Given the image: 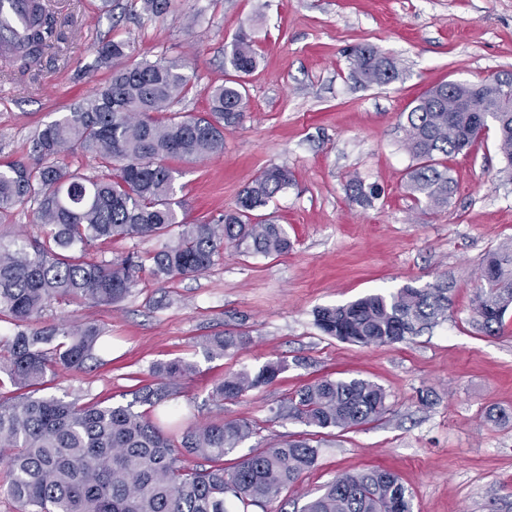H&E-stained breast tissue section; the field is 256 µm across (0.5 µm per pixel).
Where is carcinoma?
<instances>
[{
	"label": "carcinoma",
	"mask_w": 512,
	"mask_h": 512,
	"mask_svg": "<svg viewBox=\"0 0 512 512\" xmlns=\"http://www.w3.org/2000/svg\"><path fill=\"white\" fill-rule=\"evenodd\" d=\"M28 21L11 41L0 43V57L21 73L35 70L44 50L59 39L58 20L43 0H27ZM129 42H101L95 66L128 57ZM352 73L365 84L386 85L398 78L395 62L370 46L348 55ZM255 41L245 31L231 45L228 62L241 74L258 65ZM187 65L176 58L142 59L112 70L109 82L63 117L30 137L29 159L0 169V215L32 207L33 223L44 237L30 243H0V316L16 331L0 339V374L21 394L0 399V455L9 481L5 490L21 512H230L228 501L267 512L283 489L296 483L317 461L308 438L285 439L252 448L231 469L224 457L250 438L253 425L238 418L166 431L133 404L155 408L176 393L175 382L190 376L184 361L153 368L157 382L134 392L126 406L80 404L34 397L26 390L44 382L52 366L80 370L103 337L94 323L34 327L54 301L80 300L115 305L136 283L139 256L110 260L89 257L107 239L159 238L180 228L176 239L151 256L152 275L161 282L198 275L224 254V245L255 253L281 254L290 248L282 225L252 212L266 206L292 182L284 166L265 168L240 193L234 210L205 224L177 220L173 170L168 160L197 161L224 152V131L245 119L244 85L229 80L208 92V111H175L191 87ZM483 112H455L472 96L461 83H439L411 103L401 124L412 157L407 184L431 210L448 206L451 181L447 160L470 147L488 124L498 148L512 166V86L479 82ZM89 154L101 168L87 176L64 158ZM352 197L370 202L376 187L350 183ZM473 300L477 325L493 335L512 308V248L490 251ZM451 285H408L397 292L371 294L317 314V326L337 339L362 346L394 344L419 335L445 317ZM246 342L227 331L203 340L209 356L222 357ZM283 359L256 371L241 370L215 384L212 398L236 401L273 383L286 369ZM390 408L378 384L360 379L320 377L298 390L278 416L319 429H350L381 420ZM199 460L187 470L183 459ZM301 512H412L411 495L398 476L385 469L343 474Z\"/></svg>",
	"instance_id": "carcinoma-1"
}]
</instances>
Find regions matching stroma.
Masks as SVG:
<instances>
[{
  "label": "stroma",
  "mask_w": 512,
  "mask_h": 512,
  "mask_svg": "<svg viewBox=\"0 0 512 512\" xmlns=\"http://www.w3.org/2000/svg\"><path fill=\"white\" fill-rule=\"evenodd\" d=\"M66 37L48 49L35 76L18 79L0 62V164L28 157L36 128L59 118L110 72L95 68L101 41L129 42L133 59L178 57L192 77L179 105L208 108L209 88L232 73L226 60L240 29L261 55L246 75V117L224 134L223 154L172 162L179 218L207 222L233 209L260 172L293 173L268 209L291 247L282 255L225 248L203 274L166 283L142 270L118 304L52 302L40 322L105 329L96 359L79 371L47 374L42 396L104 406L127 404L154 383V365L184 360L170 405L190 422L241 418L254 434L224 462L307 426L275 412L321 376L361 378L387 393L375 423L317 436L318 458L284 489L271 512H300L337 476L393 471L412 496V512H512V310L498 335L477 325L472 299L489 250L512 244V175L495 131L448 161L454 192L432 211L406 188L412 160L401 114L444 81L478 82L512 70V0H172L170 13H145L141 0H51ZM370 45L392 57L397 81L366 87L348 55ZM380 190L353 200L351 179ZM453 284L452 306L436 326L404 342L360 346L324 334L316 315L369 294L439 280ZM227 328L248 341L208 358L201 342ZM283 359L286 370L234 402L212 400L224 375ZM509 420H488L489 410Z\"/></svg>",
  "instance_id": "35a3bbf8"
}]
</instances>
